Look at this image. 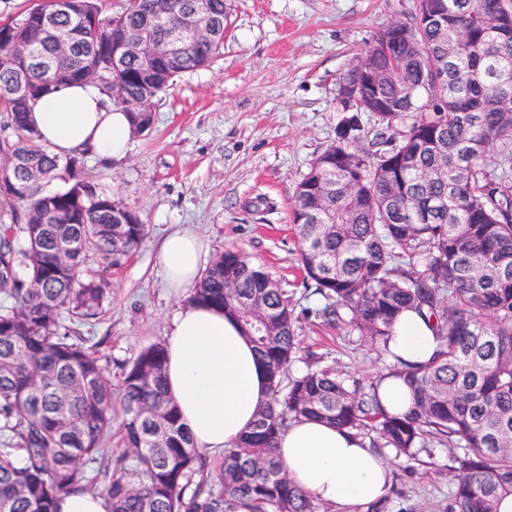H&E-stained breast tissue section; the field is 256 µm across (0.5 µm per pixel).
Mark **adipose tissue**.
I'll use <instances>...</instances> for the list:
<instances>
[{
  "instance_id": "1",
  "label": "adipose tissue",
  "mask_w": 512,
  "mask_h": 512,
  "mask_svg": "<svg viewBox=\"0 0 512 512\" xmlns=\"http://www.w3.org/2000/svg\"><path fill=\"white\" fill-rule=\"evenodd\" d=\"M29 121L42 142L60 154L113 161L129 149V116L93 83L66 85L40 98ZM155 263L167 287L179 295L199 283L207 251L196 233L176 229L162 240ZM436 348L426 318L411 309L397 317L388 344L391 359L423 364ZM166 351L167 389L195 447L223 453L270 398L265 367L232 316L189 302L172 317ZM276 453L293 483L318 502L369 505L389 491L388 461L352 430L299 419L280 435Z\"/></svg>"
}]
</instances>
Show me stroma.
<instances>
[{
    "instance_id": "stroma-1",
    "label": "stroma",
    "mask_w": 512,
    "mask_h": 512,
    "mask_svg": "<svg viewBox=\"0 0 512 512\" xmlns=\"http://www.w3.org/2000/svg\"><path fill=\"white\" fill-rule=\"evenodd\" d=\"M417 0H232L224 46L212 64L184 74L154 101L148 133L106 165L84 156L86 176L136 211L147 233L135 256L109 277L99 315L80 326L85 347L119 385L145 347L165 340L180 300L154 265L163 236L201 234L210 254L239 251L268 271L296 309L318 304L308 289L291 222L297 183L336 138L344 114L341 75L391 23L408 22ZM302 374L308 356L336 364L346 381L368 383L387 365L342 327L298 325ZM447 446L391 461L386 512H446Z\"/></svg>"
}]
</instances>
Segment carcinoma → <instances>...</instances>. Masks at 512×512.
<instances>
[{"label": "carcinoma", "mask_w": 512, "mask_h": 512, "mask_svg": "<svg viewBox=\"0 0 512 512\" xmlns=\"http://www.w3.org/2000/svg\"><path fill=\"white\" fill-rule=\"evenodd\" d=\"M200 0H34L0 23V158L21 186L0 197V512H56L57 500L100 484L110 512H331L297 488L274 453L292 420L312 418L362 435L374 448L413 458L434 440L453 449L448 512H500L512 498V0H418L399 38L380 32L365 63L339 88L359 89L353 134L334 142L296 186L300 261L323 307L305 310L388 351L403 309L432 323L438 348L423 365H392L413 405L380 406L376 380L349 387L332 366L287 379L300 351L298 317L278 283L236 251L217 255L189 301L235 317L264 364L272 392L251 428L209 469L164 385L166 348L142 349L118 392L72 323L97 315L107 280L84 276L93 254L121 268L147 225L135 211L115 223V201L74 171L28 122L33 104L72 82H95L127 112L133 132L151 126L147 102L224 45L226 0H206L198 20L211 41L188 35L180 59L145 76L136 57L112 67L132 31L152 39ZM73 33L53 50L54 29ZM383 76L377 88L370 76ZM404 112L418 117L398 133ZM60 180L64 188L46 191ZM320 195L325 207L305 212ZM249 302L263 316L249 321ZM119 407L126 452L102 447Z\"/></svg>", "instance_id": "1"}]
</instances>
